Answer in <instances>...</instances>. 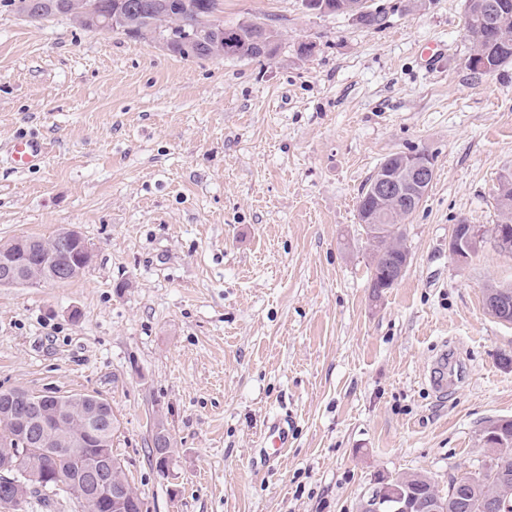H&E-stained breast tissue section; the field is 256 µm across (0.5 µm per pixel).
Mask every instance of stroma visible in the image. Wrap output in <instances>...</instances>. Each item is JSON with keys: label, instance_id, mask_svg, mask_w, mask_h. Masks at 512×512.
<instances>
[{"label": "stroma", "instance_id": "1", "mask_svg": "<svg viewBox=\"0 0 512 512\" xmlns=\"http://www.w3.org/2000/svg\"><path fill=\"white\" fill-rule=\"evenodd\" d=\"M370 2L376 29L224 0L225 24L277 31L262 65L0 2V244L73 227L93 250L67 283L0 288V390L106 399L147 512H356L379 478L479 471L483 425L512 419V324L483 303L512 284V254L489 238L467 262L448 252L459 221L496 222L512 64L468 68L465 0ZM25 133L44 157L21 173L4 151ZM408 150L435 178L405 220L409 268L374 303L357 200ZM286 412L283 458L253 468L264 420ZM156 416L165 474L147 455Z\"/></svg>", "mask_w": 512, "mask_h": 512}]
</instances>
